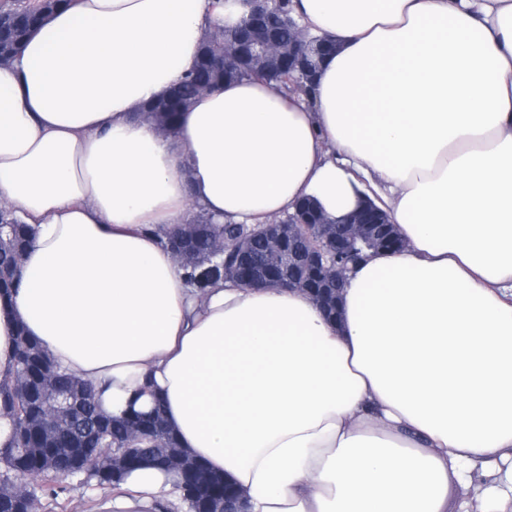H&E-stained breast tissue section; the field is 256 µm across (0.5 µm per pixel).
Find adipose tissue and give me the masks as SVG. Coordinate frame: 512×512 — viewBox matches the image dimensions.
<instances>
[{
    "label": "adipose tissue",
    "instance_id": "ef3b65f1",
    "mask_svg": "<svg viewBox=\"0 0 512 512\" xmlns=\"http://www.w3.org/2000/svg\"><path fill=\"white\" fill-rule=\"evenodd\" d=\"M336 42L313 96L225 83L162 135L140 114L195 66L233 0H69L0 66V206L31 225L0 301L94 384L160 399L181 448L250 512H512V0H294ZM379 192L406 242L350 273L331 321L301 292L190 285L159 230L203 212L332 219ZM129 475L115 512L179 499Z\"/></svg>",
    "mask_w": 512,
    "mask_h": 512
}]
</instances>
